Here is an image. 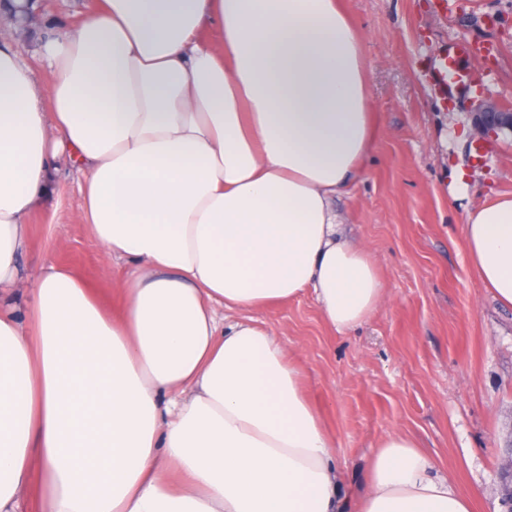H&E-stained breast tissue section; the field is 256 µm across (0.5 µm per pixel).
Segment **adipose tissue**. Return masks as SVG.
I'll use <instances>...</instances> for the list:
<instances>
[{"mask_svg":"<svg viewBox=\"0 0 512 512\" xmlns=\"http://www.w3.org/2000/svg\"><path fill=\"white\" fill-rule=\"evenodd\" d=\"M44 49L38 82L0 43V512H471L400 433L350 503L302 367L249 316L309 291L344 333L384 299L334 210L373 140L342 0H99ZM64 163L122 265L109 309L53 264L18 289ZM465 238L512 306V196Z\"/></svg>","mask_w":512,"mask_h":512,"instance_id":"obj_1","label":"adipose tissue"}]
</instances>
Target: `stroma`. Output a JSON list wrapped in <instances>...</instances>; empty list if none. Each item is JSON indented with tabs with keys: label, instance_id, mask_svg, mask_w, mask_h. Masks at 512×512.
I'll return each mask as SVG.
<instances>
[{
	"label": "stroma",
	"instance_id": "1",
	"mask_svg": "<svg viewBox=\"0 0 512 512\" xmlns=\"http://www.w3.org/2000/svg\"><path fill=\"white\" fill-rule=\"evenodd\" d=\"M24 26L1 29L42 75L47 20L75 25L97 0H33ZM357 25L377 129L362 175L336 206L375 258L385 298L340 334L311 295L254 311L304 367V387L336 441L345 489L358 493L379 441L399 432L436 474L472 502L501 512L493 489L512 437V308L483 287L467 256V209L512 194V136L487 138L476 159L473 95L441 100L426 78L435 56L465 40L490 99L512 107V0H343ZM77 175L56 177L34 212L20 264L71 268L103 298L108 256L81 224Z\"/></svg>",
	"mask_w": 512,
	"mask_h": 512
}]
</instances>
